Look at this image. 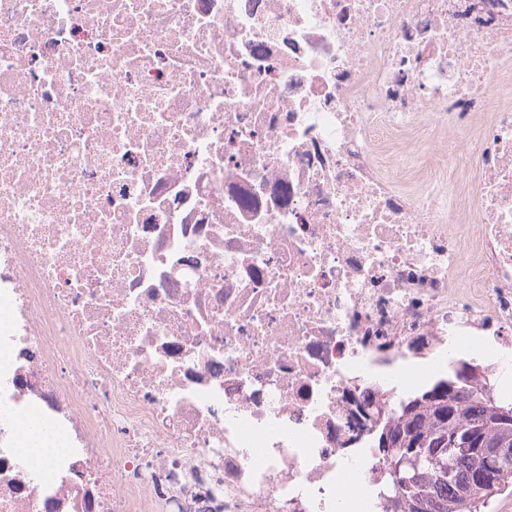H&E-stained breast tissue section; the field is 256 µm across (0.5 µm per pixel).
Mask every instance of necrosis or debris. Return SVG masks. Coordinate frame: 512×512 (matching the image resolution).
I'll return each instance as SVG.
<instances>
[{
  "label": "necrosis or debris",
  "instance_id": "necrosis-or-debris-1",
  "mask_svg": "<svg viewBox=\"0 0 512 512\" xmlns=\"http://www.w3.org/2000/svg\"><path fill=\"white\" fill-rule=\"evenodd\" d=\"M464 355L512 0H0V512H392L366 415Z\"/></svg>",
  "mask_w": 512,
  "mask_h": 512
}]
</instances>
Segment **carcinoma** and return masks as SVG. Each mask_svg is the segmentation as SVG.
I'll list each match as a JSON object with an SVG mask.
<instances>
[{"label": "carcinoma", "mask_w": 512, "mask_h": 512, "mask_svg": "<svg viewBox=\"0 0 512 512\" xmlns=\"http://www.w3.org/2000/svg\"><path fill=\"white\" fill-rule=\"evenodd\" d=\"M467 363L459 374L437 381L419 395L399 402L392 424H384L396 440H420L423 453L436 461L424 467L412 483L388 474L383 493L392 502L393 512H489L494 500L512 492V422L497 418L494 409L512 410V403L468 402L463 393L474 391L466 383ZM481 427L488 439L502 445L498 449L499 485L491 490L471 488L486 458L479 451L448 447V430L461 434Z\"/></svg>", "instance_id": "obj_1"}]
</instances>
